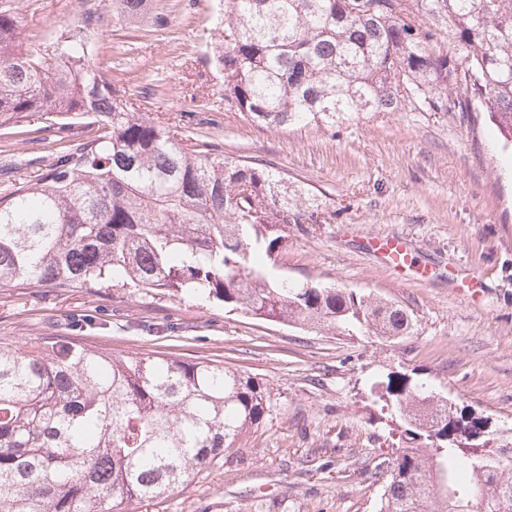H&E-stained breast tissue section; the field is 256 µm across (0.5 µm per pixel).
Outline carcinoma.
<instances>
[{
	"label": "carcinoma",
	"mask_w": 512,
	"mask_h": 512,
	"mask_svg": "<svg viewBox=\"0 0 512 512\" xmlns=\"http://www.w3.org/2000/svg\"><path fill=\"white\" fill-rule=\"evenodd\" d=\"M138 21L148 0H115ZM224 101L268 127L334 126L420 102L485 112L512 143V0H224L212 44ZM91 121L0 197V288L156 290L317 333L413 335L405 308L296 285L261 263L316 223L285 178L139 113L95 65L85 24L28 51L0 10V126L36 113ZM370 394L421 447L376 465L377 512H512V448L444 388L390 373ZM269 387L213 361L115 356L47 336L0 342V512H126L215 464L262 423Z\"/></svg>",
	"instance_id": "carcinoma-1"
}]
</instances>
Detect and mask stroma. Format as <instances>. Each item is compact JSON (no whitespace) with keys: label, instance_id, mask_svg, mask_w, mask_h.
<instances>
[{"label":"stroma","instance_id":"stroma-1","mask_svg":"<svg viewBox=\"0 0 512 512\" xmlns=\"http://www.w3.org/2000/svg\"><path fill=\"white\" fill-rule=\"evenodd\" d=\"M34 50L90 17L88 49L140 113L261 164L309 197L269 273L402 305L416 333L390 343L332 336L230 312L205 299L126 288H0V342L71 336L115 355L212 360L265 382L270 409L214 467L129 512H376L375 466L403 446L367 397L389 373L423 370L457 408L489 418L512 444V147L486 113L408 104L329 127L272 128L224 101L209 50L222 0H150L116 19L112 0H0ZM164 13V23L152 20ZM84 121L36 114L0 126V158L30 179L62 147L93 139ZM399 233L415 269L393 276L367 253Z\"/></svg>","mask_w":512,"mask_h":512}]
</instances>
